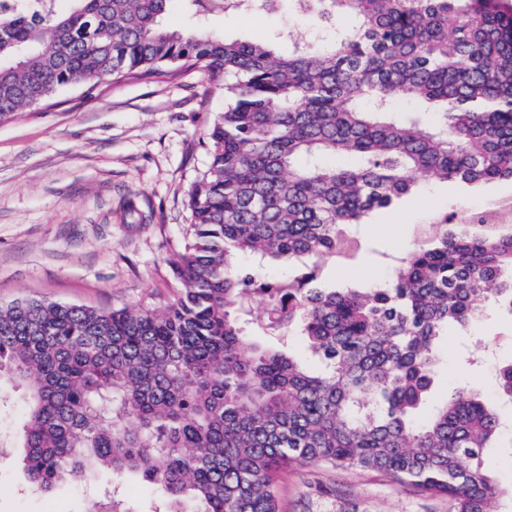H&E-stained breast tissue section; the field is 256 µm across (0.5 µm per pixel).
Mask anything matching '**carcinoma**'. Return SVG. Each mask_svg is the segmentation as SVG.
I'll use <instances>...</instances> for the list:
<instances>
[{"mask_svg":"<svg viewBox=\"0 0 512 512\" xmlns=\"http://www.w3.org/2000/svg\"><path fill=\"white\" fill-rule=\"evenodd\" d=\"M0 0V121L59 89L179 68L224 78L210 163L163 308L0 306V377L23 388L17 447L30 489L138 473L162 512H279L292 464L377 473L500 512L486 464L499 409L456 389L428 415L448 327L512 317V227L448 216L417 228L387 277L321 276L367 248L369 215L434 178L512 181V7L503 0H307L351 29L287 55L263 42L167 30L171 0ZM398 99L414 107L396 111ZM352 156L338 168L330 160ZM295 271L262 280L263 263ZM305 336L316 366L252 342ZM512 405V360L496 372Z\"/></svg>","mask_w":512,"mask_h":512,"instance_id":"cac0c4a2","label":"carcinoma"}]
</instances>
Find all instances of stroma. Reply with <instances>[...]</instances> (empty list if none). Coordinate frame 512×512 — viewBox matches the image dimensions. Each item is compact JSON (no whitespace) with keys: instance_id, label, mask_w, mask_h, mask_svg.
<instances>
[{"instance_id":"1","label":"stroma","mask_w":512,"mask_h":512,"mask_svg":"<svg viewBox=\"0 0 512 512\" xmlns=\"http://www.w3.org/2000/svg\"><path fill=\"white\" fill-rule=\"evenodd\" d=\"M165 24L293 49L289 32L333 37L294 0L273 10L200 16L173 0ZM224 82L194 69L174 78L104 80L59 90L0 121V304L40 298L96 309H154L175 297L169 261L182 250L185 200L209 162L208 131L224 110ZM512 202V182L479 188L433 183L377 212L364 230L370 254L325 266L326 278L370 284L386 277L380 253L408 248L412 227L439 216L474 221ZM434 401L454 388L497 402L495 368L512 359V318L483 314L442 337ZM119 512H160L162 500L134 475L113 481ZM280 512H451L446 496L422 494L373 473L293 465L278 477ZM98 487L72 483L29 491L17 452L0 449V512H95Z\"/></svg>"}]
</instances>
